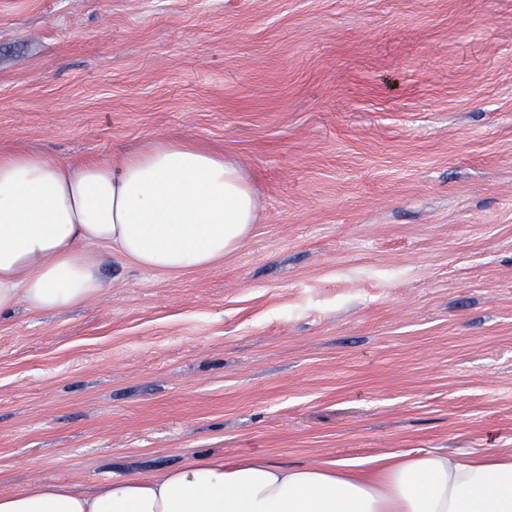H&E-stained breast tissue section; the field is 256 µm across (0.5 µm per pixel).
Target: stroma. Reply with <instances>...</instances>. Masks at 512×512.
I'll return each mask as SVG.
<instances>
[{"mask_svg": "<svg viewBox=\"0 0 512 512\" xmlns=\"http://www.w3.org/2000/svg\"><path fill=\"white\" fill-rule=\"evenodd\" d=\"M512 0H0V151L222 150L214 266L0 321V493L186 457L512 452Z\"/></svg>", "mask_w": 512, "mask_h": 512, "instance_id": "stroma-1", "label": "stroma"}]
</instances>
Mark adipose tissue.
Wrapping results in <instances>:
<instances>
[{
    "label": "adipose tissue",
    "mask_w": 512,
    "mask_h": 512,
    "mask_svg": "<svg viewBox=\"0 0 512 512\" xmlns=\"http://www.w3.org/2000/svg\"><path fill=\"white\" fill-rule=\"evenodd\" d=\"M258 219L240 167L189 140H158L118 162L0 152V320L21 306L38 314L99 295L94 247L144 269L190 272L236 252ZM363 466L192 457L94 492L21 487L0 494V512H512V454H391L371 478Z\"/></svg>",
    "instance_id": "1"
}]
</instances>
